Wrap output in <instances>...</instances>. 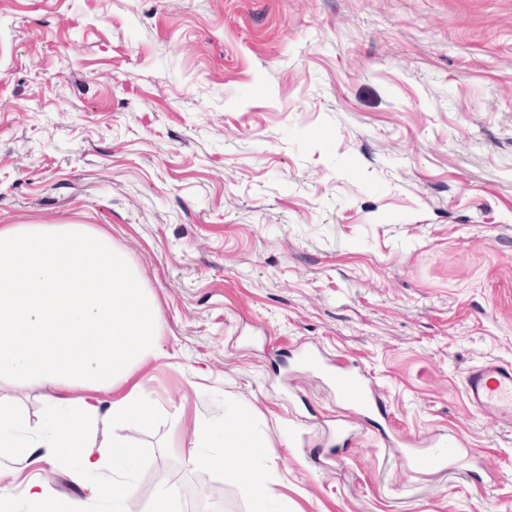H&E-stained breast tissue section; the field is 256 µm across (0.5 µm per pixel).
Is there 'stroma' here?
<instances>
[{
	"label": "stroma",
	"mask_w": 512,
	"mask_h": 512,
	"mask_svg": "<svg viewBox=\"0 0 512 512\" xmlns=\"http://www.w3.org/2000/svg\"><path fill=\"white\" fill-rule=\"evenodd\" d=\"M1 224L105 230L159 305L130 512H255L189 462L215 416L296 512H512V432L462 388L512 362V0H0ZM304 343L495 481L340 445Z\"/></svg>",
	"instance_id": "stroma-1"
}]
</instances>
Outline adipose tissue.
<instances>
[{
	"instance_id": "ef3b65f1",
	"label": "adipose tissue",
	"mask_w": 512,
	"mask_h": 512,
	"mask_svg": "<svg viewBox=\"0 0 512 512\" xmlns=\"http://www.w3.org/2000/svg\"><path fill=\"white\" fill-rule=\"evenodd\" d=\"M157 303L110 236L84 224L0 225V503L5 481L39 463L69 461L83 499L56 492L37 476L23 488L31 512H81L109 501L127 512L142 463L128 424L150 422L155 401L136 372L163 357ZM41 390L44 415L30 425L15 394ZM194 467L237 480L256 512H295L271 494L268 472L250 463L249 428L202 421Z\"/></svg>"
}]
</instances>
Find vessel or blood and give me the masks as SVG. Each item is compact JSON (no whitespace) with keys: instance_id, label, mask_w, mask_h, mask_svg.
I'll return each instance as SVG.
<instances>
[{"instance_id":"1","label":"vessel or blood","mask_w":512,"mask_h":512,"mask_svg":"<svg viewBox=\"0 0 512 512\" xmlns=\"http://www.w3.org/2000/svg\"><path fill=\"white\" fill-rule=\"evenodd\" d=\"M300 360L305 369L325 376L337 399L348 406V424L340 431L342 439H351L357 424L384 417L376 384L365 369L355 365L332 369L317 348L301 350ZM463 390L472 414L512 428L511 362L488 361L470 368L463 377ZM385 443L415 475L445 472L469 455L468 440L455 434L437 435L425 442L397 435L386 438Z\"/></svg>"}]
</instances>
